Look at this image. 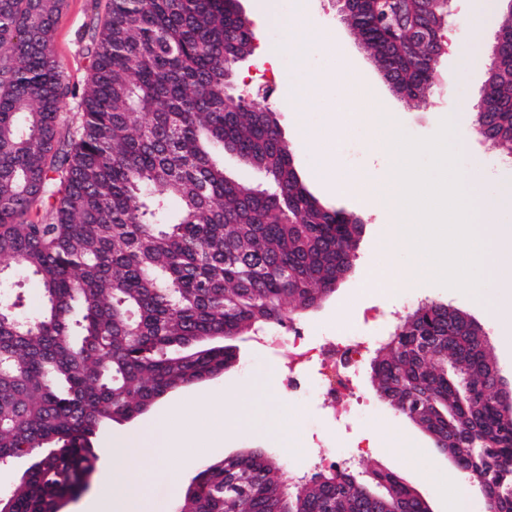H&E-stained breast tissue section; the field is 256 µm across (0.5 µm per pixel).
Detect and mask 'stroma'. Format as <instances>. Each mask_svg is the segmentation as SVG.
<instances>
[{
  "instance_id": "stroma-1",
  "label": "stroma",
  "mask_w": 512,
  "mask_h": 512,
  "mask_svg": "<svg viewBox=\"0 0 512 512\" xmlns=\"http://www.w3.org/2000/svg\"><path fill=\"white\" fill-rule=\"evenodd\" d=\"M109 0H64L52 37V51L64 67L71 85H82L90 72L94 48L92 36L105 18ZM454 13L446 29L448 50L439 61V82L426 99L408 102L395 96L350 28L341 22L336 0H309L310 30L333 32L341 53L314 51L304 66H296L288 54H281L278 69L263 65L261 50L279 46L283 31L281 18L294 16L296 0H277V20L256 29L257 55L236 67L240 93L255 96L267 92V104L275 112L282 133L290 144L294 164L309 190L324 204L345 210L364 226L355 249L352 271L336 285L335 293L317 309L295 319L310 340H325L355 333L379 340L388 335L394 321L392 310L405 302H437L466 313L480 324L497 363L500 375L512 381V338H507L490 306L504 293L499 280L483 275L476 293L450 289L432 280L416 288L391 289L381 282H368V266L380 264L387 271L411 262L413 255L398 252L383 256L379 246L385 225L376 223L363 201L354 195L328 193L317 177L324 160H331L346 180L359 179L372 164L368 150L371 132L367 127L347 126L336 108L343 86L336 71L344 59H351L371 91L390 112L395 125L406 134L427 138L434 135L444 118H453L460 144L461 172L480 161L487 173L485 191L498 198V221L512 225V158L505 151L484 145L475 127L472 104L480 97L487 69L474 65L473 57L490 56L499 29L500 13L495 0H454ZM320 75L307 102L292 112L281 98L288 84L305 75ZM318 131L329 143L328 153L302 145L299 128ZM237 360L223 374L188 385L167 395V402L187 399L204 390L229 389L243 398H255L272 406L265 421L266 436L236 435L221 448H190L158 464L144 460L149 472L145 492L147 512H174L178 499L198 471L210 460L244 448H265L282 456L289 473L298 477L315 472L324 457L344 458L357 452L356 466L381 465L399 475L429 502L432 512H487V502L473 485H463L461 473L448 457L439 454L431 440L379 396L372 385L368 363H361L353 377L354 394L346 429L328 424L321 401L310 397L303 402H283L282 380L286 374L284 348L268 344L262 331L255 330L235 342Z\"/></svg>"
}]
</instances>
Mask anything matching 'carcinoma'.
Instances as JSON below:
<instances>
[{
	"label": "carcinoma",
	"instance_id": "cac0c4a2",
	"mask_svg": "<svg viewBox=\"0 0 512 512\" xmlns=\"http://www.w3.org/2000/svg\"><path fill=\"white\" fill-rule=\"evenodd\" d=\"M64 0H0V259L34 276L42 307L0 297V461L32 464L0 500L57 512L97 470L92 439L236 360L224 344L318 307L352 269L360 220L303 185L275 112L237 92L253 22L225 0H109L86 82L70 85L52 34ZM445 0H354L341 14L401 98L426 96ZM484 91L512 156V13ZM82 112L65 123L68 99ZM230 151L267 186L230 177ZM179 203L170 212L169 202ZM474 321L427 302L370 362L374 387L512 512V415L490 394ZM264 448L213 460L175 512H421L377 466L288 483Z\"/></svg>",
	"mask_w": 512,
	"mask_h": 512
}]
</instances>
